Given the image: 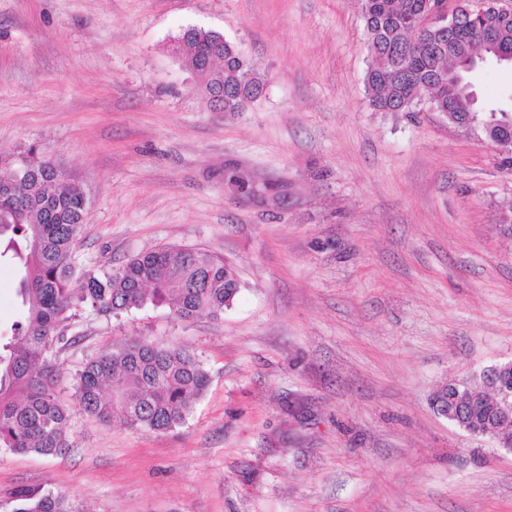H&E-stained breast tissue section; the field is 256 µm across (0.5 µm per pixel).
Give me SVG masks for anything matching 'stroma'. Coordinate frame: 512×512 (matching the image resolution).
<instances>
[{"label":"stroma","instance_id":"35a3bbf8","mask_svg":"<svg viewBox=\"0 0 512 512\" xmlns=\"http://www.w3.org/2000/svg\"><path fill=\"white\" fill-rule=\"evenodd\" d=\"M220 32L264 81L213 111L172 47ZM357 0H0V155L32 143L89 200L86 269L224 256L217 318L88 311L64 375L142 336L210 376L166 432L74 411L69 448L0 452L9 492L75 512H512V453L434 392L512 361V167L419 106L376 112ZM9 503H15L11 512H74L67 497L50 491L21 488Z\"/></svg>","mask_w":512,"mask_h":512}]
</instances>
